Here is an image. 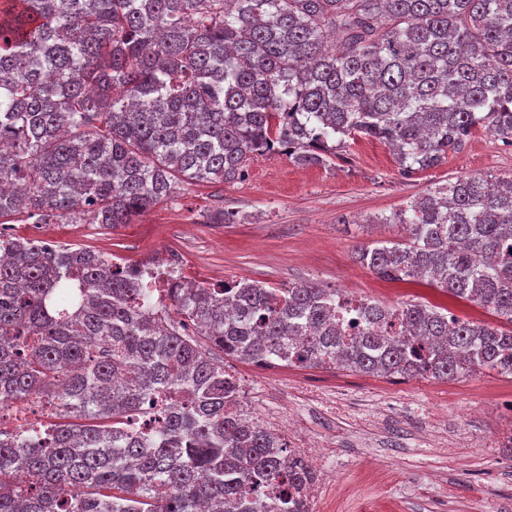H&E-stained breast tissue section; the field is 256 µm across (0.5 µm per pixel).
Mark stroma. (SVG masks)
<instances>
[{
	"mask_svg": "<svg viewBox=\"0 0 512 512\" xmlns=\"http://www.w3.org/2000/svg\"><path fill=\"white\" fill-rule=\"evenodd\" d=\"M479 174L511 176L512 146L481 131L447 162L406 179L384 144L360 138L330 167H304L268 153L251 159L239 182L175 185L168 198L128 224L18 218L8 231L101 253L125 266L176 257L189 281L207 285L231 278L272 288L315 282L389 306L425 300L457 318L493 324L496 316L474 303L425 284L382 279L354 258L358 246L405 237L401 225L375 223V216L426 189ZM220 207L237 212L236 223H211ZM224 366L242 381L245 407L283 415L275 432L284 441L325 442L326 466L344 476L336 512H361L366 499L391 512H512V453L498 446L512 434L511 377L398 379L259 367L229 357ZM437 425L449 445L418 448V436ZM380 469L397 472V479L375 484L372 474Z\"/></svg>",
	"mask_w": 512,
	"mask_h": 512,
	"instance_id": "1",
	"label": "stroma"
}]
</instances>
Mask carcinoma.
I'll use <instances>...</instances> for the list:
<instances>
[{
	"instance_id": "cac0c4a2",
	"label": "carcinoma",
	"mask_w": 512,
	"mask_h": 512,
	"mask_svg": "<svg viewBox=\"0 0 512 512\" xmlns=\"http://www.w3.org/2000/svg\"><path fill=\"white\" fill-rule=\"evenodd\" d=\"M512 145V0H0V224H129L177 183L241 180L281 150L330 166L387 146L412 178L478 130ZM356 260L512 326V176L460 178L376 220ZM250 279L152 288L138 267L0 237V399L60 422L0 426V512H302L307 465L229 408L224 357L402 378L512 377V329L410 300ZM397 314L403 335L377 329ZM339 295L340 297L336 300V327L342 331L344 338L347 339L348 336H353L358 330L360 300L342 294Z\"/></svg>"
}]
</instances>
